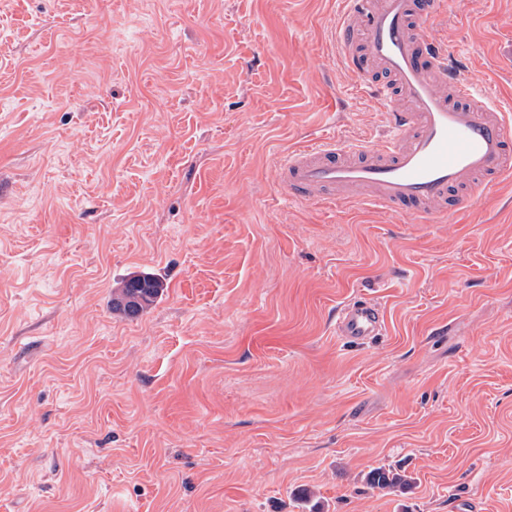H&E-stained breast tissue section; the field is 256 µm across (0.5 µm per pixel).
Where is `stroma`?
<instances>
[{
    "label": "stroma",
    "instance_id": "obj_1",
    "mask_svg": "<svg viewBox=\"0 0 512 512\" xmlns=\"http://www.w3.org/2000/svg\"><path fill=\"white\" fill-rule=\"evenodd\" d=\"M338 16L0 0V512H512V179L418 224L272 178L384 133ZM436 33L512 103V0ZM142 272L162 300L113 312ZM359 296L385 328L354 346ZM384 327V314L379 303L358 299L342 304L336 313V334L359 343L378 335ZM411 478L401 474L399 471L376 468L369 473V484L378 489H394L397 487H404L410 484Z\"/></svg>",
    "mask_w": 512,
    "mask_h": 512
}]
</instances>
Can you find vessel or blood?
Listing matches in <instances>:
<instances>
[{
    "label": "vessel or blood",
    "instance_id": "vessel-or-blood-1",
    "mask_svg": "<svg viewBox=\"0 0 512 512\" xmlns=\"http://www.w3.org/2000/svg\"><path fill=\"white\" fill-rule=\"evenodd\" d=\"M333 30L354 88L382 109L375 141L328 138L274 164L286 200L359 204L430 222L481 198L512 175V110L459 67L436 35L447 0H340ZM384 327L379 303L336 313V334L359 343Z\"/></svg>",
    "mask_w": 512,
    "mask_h": 512
}]
</instances>
